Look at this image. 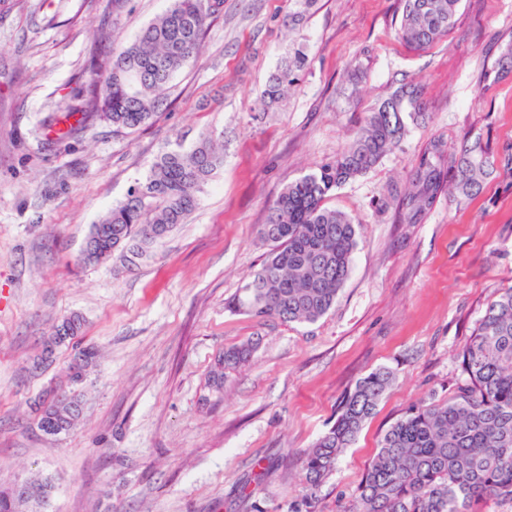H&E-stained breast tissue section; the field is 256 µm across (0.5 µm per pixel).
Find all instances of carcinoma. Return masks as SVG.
<instances>
[{
	"mask_svg": "<svg viewBox=\"0 0 512 512\" xmlns=\"http://www.w3.org/2000/svg\"><path fill=\"white\" fill-rule=\"evenodd\" d=\"M285 20L300 25L317 0H292ZM461 0H400L397 33L411 49L433 45L448 34ZM218 7L212 0H170L162 16L143 26L131 42H112V62L91 60L83 87L82 120L104 121L118 131L148 124L166 105L172 77L198 54ZM497 56L480 82L512 75V34L495 39ZM310 64L308 48L298 44L288 62L272 74L264 97L275 104L295 86ZM427 115L423 88L401 86L378 102L353 142L317 170L289 184L268 206L260 235L273 249L252 273L228 309L285 323H313L336 303L349 277L357 230L343 212L326 205L330 193L373 168L397 149L408 123ZM223 150L212 139L192 149L162 153L147 174L131 185L124 200L92 226L93 243L83 263L100 262L121 248L139 254L185 222L201 202L202 187L223 164ZM501 169L512 171V150L498 154L480 136L452 156L441 141H429L400 199V223H422L443 192L457 199L478 196ZM79 316L62 320L45 341V353L78 337ZM253 347L224 351L210 379L221 386L224 371L248 361ZM97 358L92 346L79 349L65 380L34 400L37 426L50 437L68 434L83 411L82 387ZM464 380L446 400L424 399L409 407L381 438L357 487L350 512H472L490 498L512 500V287L497 290L462 349ZM395 379L380 367L359 380L341 400L334 425L303 451L304 480L314 491L336 470ZM50 481H30L0 489V512H52Z\"/></svg>",
	"mask_w": 512,
	"mask_h": 512,
	"instance_id": "carcinoma-1",
	"label": "carcinoma"
}]
</instances>
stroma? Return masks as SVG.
<instances>
[{
  "label": "stroma",
  "instance_id": "35a3bbf8",
  "mask_svg": "<svg viewBox=\"0 0 512 512\" xmlns=\"http://www.w3.org/2000/svg\"><path fill=\"white\" fill-rule=\"evenodd\" d=\"M169 0H0V487L41 478L54 512H348L379 440L412 404L447 398L460 354L494 293L512 286V172L466 202L441 195L423 223L397 221L396 195L430 139L457 150L467 132L512 145V76L480 84L492 38L512 33V0H462L448 36L422 51L397 37L398 0H318L295 31L289 0H223L196 61L167 104L133 133L95 121L62 142L42 123L78 105L89 58L133 39ZM309 48L298 87L267 106L266 81L292 43ZM422 86L429 118L327 204L357 228L351 271L313 323L233 313L228 302L271 245L269 204L347 148L368 109ZM212 136L224 164L201 205L143 256L78 264L93 224L170 149ZM80 315L100 354L69 435L37 428L31 404L66 366L44 340ZM250 360L209 387L224 350ZM387 366L396 379L356 444L316 492L299 455L329 429L342 398Z\"/></svg>",
  "mask_w": 512,
  "mask_h": 512
}]
</instances>
